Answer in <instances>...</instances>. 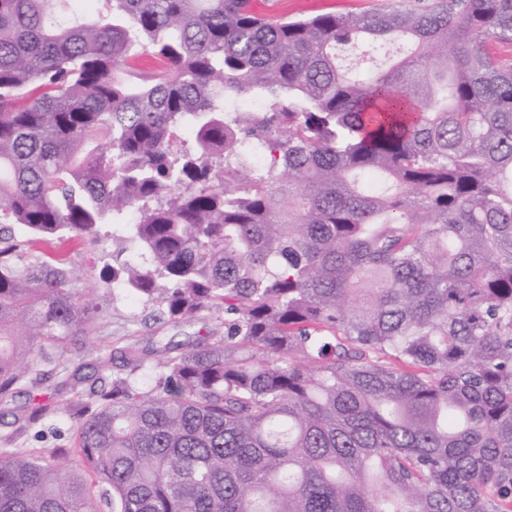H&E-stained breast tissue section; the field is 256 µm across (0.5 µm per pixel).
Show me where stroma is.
<instances>
[{
	"instance_id": "stroma-1",
	"label": "stroma",
	"mask_w": 512,
	"mask_h": 512,
	"mask_svg": "<svg viewBox=\"0 0 512 512\" xmlns=\"http://www.w3.org/2000/svg\"><path fill=\"white\" fill-rule=\"evenodd\" d=\"M427 0H254L256 11L265 17L304 18L323 13H371L394 8L421 7ZM114 245L109 227H102L96 238L80 241H53L42 251L28 255L32 265L44 261L60 262L71 270L70 286L75 291L93 290L107 301L105 316L93 327L87 339V349L81 361L60 360L45 369V386L53 388L83 364L84 372L96 374L99 358L109 356L112 349L125 344L129 337L141 339L185 341L188 337L220 329L223 313L214 312L183 323H154L149 307L121 290L101 276V270L112 261ZM80 397L64 389L55 397L58 412L49 418L31 422L25 429H17L10 409H0V442L9 441L14 448H34L48 454L68 443L78 424L74 406Z\"/></svg>"
}]
</instances>
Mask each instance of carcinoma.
<instances>
[{
    "mask_svg": "<svg viewBox=\"0 0 512 512\" xmlns=\"http://www.w3.org/2000/svg\"><path fill=\"white\" fill-rule=\"evenodd\" d=\"M66 2L0 0V405L103 316L20 266L54 240L112 226V282L224 332L115 348L77 465L0 448V512H512V0ZM427 3V0H254L260 15L276 18H304L331 12L371 13L418 8Z\"/></svg>",
    "mask_w": 512,
    "mask_h": 512,
    "instance_id": "carcinoma-1",
    "label": "carcinoma"
}]
</instances>
